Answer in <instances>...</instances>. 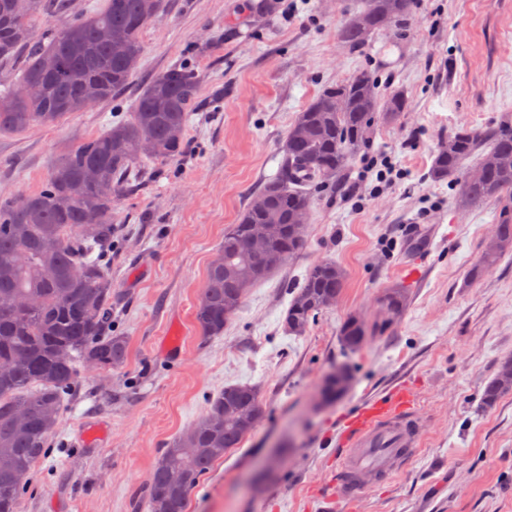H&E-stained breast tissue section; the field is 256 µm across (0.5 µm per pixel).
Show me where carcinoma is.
<instances>
[{
  "mask_svg": "<svg viewBox=\"0 0 512 512\" xmlns=\"http://www.w3.org/2000/svg\"><path fill=\"white\" fill-rule=\"evenodd\" d=\"M0 0V69L17 77L0 89V132H26L50 126L89 104L94 88L99 102L115 99L132 81L130 61L142 52L140 31L161 9L163 0H105L40 35L36 22L46 13L69 10V0ZM415 0H365L361 12L339 29L340 41L363 48L384 25L402 35ZM112 38L104 40V28ZM53 56V72L42 68ZM377 75L363 69L325 89L299 112L288 129L278 174L251 197L237 223L224 231V243L211 262L195 311L202 335L219 336L241 308L248 290L285 265L304 243V227L294 216L309 214L312 197L336 186L351 156L366 144V130L377 120H392L407 107L395 93L377 92ZM20 84L34 92L20 97ZM200 82L187 66L171 67L148 81L134 100L129 118L112 125L65 155L43 187L18 200H0V512H18L31 473L45 459L57 428L64 398L79 382L80 365L95 370L120 366L127 341L112 335V277L101 261L112 246V201L140 163L169 161L184 149L185 130L198 104ZM345 107L336 109V99ZM156 152L140 151L143 142ZM481 175L458 177L460 166L482 144ZM98 169L88 183L86 168ZM429 176L457 180L456 205L469 209L487 201L512 198V120L487 130H463L441 142ZM276 217L270 243L272 260L261 262L246 241L255 226ZM512 252V209L499 210L496 231L486 243L479 268L491 269ZM345 275L333 262L308 271L282 319L290 335H304L311 322L333 305ZM16 298L36 303L19 312ZM378 328L388 329L408 307L406 289H386L377 300ZM369 331L352 316L341 327L344 351L360 348ZM348 367L334 373L324 390L335 396L347 385ZM512 393V359L501 363L483 393L486 404ZM261 418L258 392L251 386H228L184 434L163 449L152 470L147 507L150 512H187L189 497L214 464L241 447Z\"/></svg>",
  "mask_w": 512,
  "mask_h": 512,
  "instance_id": "cac0c4a2",
  "label": "carcinoma"
}]
</instances>
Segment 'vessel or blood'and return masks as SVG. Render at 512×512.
Wrapping results in <instances>:
<instances>
[{"instance_id":"b4317fda","label":"vessel or blood","mask_w":512,"mask_h":512,"mask_svg":"<svg viewBox=\"0 0 512 512\" xmlns=\"http://www.w3.org/2000/svg\"><path fill=\"white\" fill-rule=\"evenodd\" d=\"M425 428L417 398L397 384L378 398L365 400L336 437V467L331 483L337 501L356 503L366 491V479L392 483L420 448Z\"/></svg>"}]
</instances>
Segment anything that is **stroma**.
Returning <instances> with one entry per match:
<instances>
[{
    "instance_id": "35a3bbf8",
    "label": "stroma",
    "mask_w": 512,
    "mask_h": 512,
    "mask_svg": "<svg viewBox=\"0 0 512 512\" xmlns=\"http://www.w3.org/2000/svg\"><path fill=\"white\" fill-rule=\"evenodd\" d=\"M255 2L166 0L117 102L0 133V198L18 199L128 115L149 77L185 65L200 80L183 153L147 164L112 204V332L126 337V360L81 369L19 512H149L162 449L229 385L258 389L262 419L192 491L188 512H330L341 422L400 380L417 393L425 442L392 485L367 488L356 512H512V395L482 400L512 358V253L477 271L498 206L458 211L452 180L428 176L448 135L512 118V0H417L405 36L383 29L363 48L338 39L362 0H268L267 12ZM365 68L381 95L404 93L406 112L371 126L339 189L313 203L302 249L249 289L221 336H202L195 306L225 228L278 173L295 115ZM383 157L393 173L381 185L371 163ZM326 259L347 273L341 296L305 335L286 334L293 288ZM395 286L411 295L404 315L345 354L344 321L374 328L375 301ZM340 364L352 385L322 402ZM88 427L104 435L84 447Z\"/></svg>"
}]
</instances>
